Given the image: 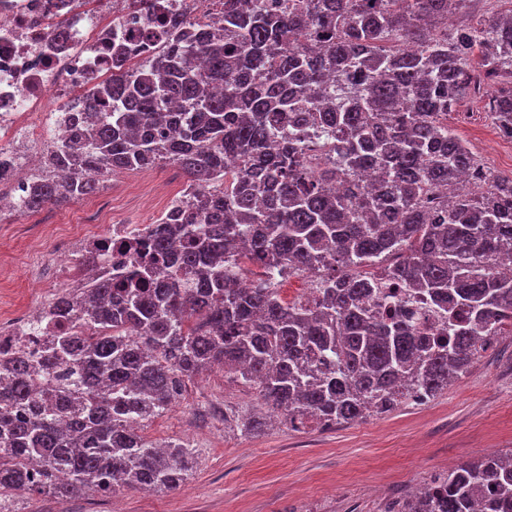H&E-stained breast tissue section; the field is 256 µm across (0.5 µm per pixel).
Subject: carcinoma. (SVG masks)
Here are the masks:
<instances>
[{"label":"carcinoma","instance_id":"carcinoma-1","mask_svg":"<svg viewBox=\"0 0 512 512\" xmlns=\"http://www.w3.org/2000/svg\"><path fill=\"white\" fill-rule=\"evenodd\" d=\"M464 0H224V26H171L149 67L112 66L86 98L105 120L85 147L61 145L69 173L33 186V213L91 195L107 170L178 165L194 190L132 247L134 279L99 280L55 309L85 336H60L65 387L34 398L12 358L0 387V491L70 497L174 490L192 472L181 443L128 427L163 412L186 378L214 365L255 388L298 430L424 404L466 373L512 320V177L476 191L478 166L448 127L459 102L494 88L487 111L512 137V8L448 28ZM410 44L411 52L402 46ZM370 176L368 185L361 177ZM264 271L253 288L237 270ZM384 268L420 303H446L433 336L402 310L371 315ZM319 275L309 304L266 279ZM42 478L30 477V465ZM400 512H512V452L430 474Z\"/></svg>","mask_w":512,"mask_h":512}]
</instances>
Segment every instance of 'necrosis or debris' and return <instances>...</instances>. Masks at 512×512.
<instances>
[{
	"instance_id": "necrosis-or-debris-1",
	"label": "necrosis or debris",
	"mask_w": 512,
	"mask_h": 512,
	"mask_svg": "<svg viewBox=\"0 0 512 512\" xmlns=\"http://www.w3.org/2000/svg\"><path fill=\"white\" fill-rule=\"evenodd\" d=\"M224 13V0H0V211L15 205L39 177L65 175L45 167L57 146L72 142L75 102L112 76L106 44L163 47L172 16L199 25ZM102 204H91L76 229L59 234L38 288L42 306H20L0 317V347L40 363L56 336L72 334L74 324L47 317L54 286L70 287L78 258L90 252L95 272L128 274L133 258L125 248L133 224L107 225Z\"/></svg>"
}]
</instances>
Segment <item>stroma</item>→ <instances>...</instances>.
Returning a JSON list of instances; mask_svg holds the SVG:
<instances>
[{
    "instance_id": "1",
    "label": "stroma",
    "mask_w": 512,
    "mask_h": 512,
    "mask_svg": "<svg viewBox=\"0 0 512 512\" xmlns=\"http://www.w3.org/2000/svg\"><path fill=\"white\" fill-rule=\"evenodd\" d=\"M472 152L493 172L512 174V140L492 124L482 132L459 128ZM188 181L177 166L128 170L100 183L94 200L112 203L116 223L152 224ZM84 201L46 206L53 226L31 215L0 223V313L40 300L27 288L31 246L53 247V227L77 223ZM179 404L146 421L143 436L193 448L196 465L177 489L143 493L121 489L119 501L86 492L67 502L47 494H0L8 512H392L430 473L491 452L512 451V333L464 376L428 403L403 404L385 414L323 429L267 426L242 435L238 413L257 409L250 386L212 372L185 380Z\"/></svg>"
}]
</instances>
